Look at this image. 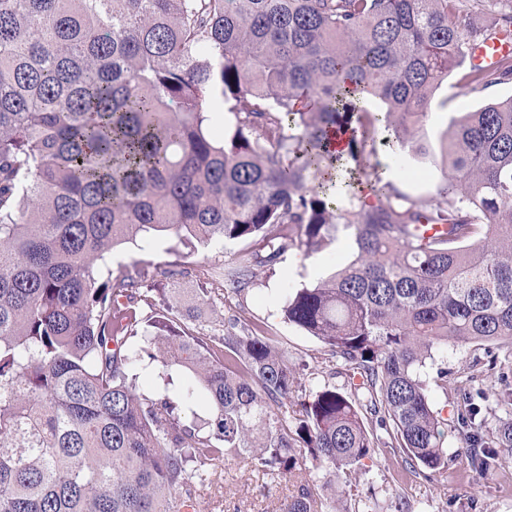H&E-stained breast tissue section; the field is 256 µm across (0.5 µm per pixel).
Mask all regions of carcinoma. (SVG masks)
I'll return each mask as SVG.
<instances>
[{
	"instance_id": "1",
	"label": "carcinoma",
	"mask_w": 512,
	"mask_h": 512,
	"mask_svg": "<svg viewBox=\"0 0 512 512\" xmlns=\"http://www.w3.org/2000/svg\"><path fill=\"white\" fill-rule=\"evenodd\" d=\"M497 5L505 29L512 0H0V512H197L228 458L294 479L282 512H336L374 454L427 478L447 467L427 361L512 346V96L450 125L433 197L387 183L377 205L335 208L320 185L341 128L360 132L352 155L381 126L419 149L449 75L471 90L512 77L511 56L466 66L489 35L473 18ZM216 112L234 117L220 138ZM434 224L447 233L425 237ZM151 232L261 243L228 271L237 292L285 251L349 235L353 260L283 315L343 360L350 389L308 394L263 327L203 336L176 291L99 274ZM146 358L169 384L155 397L136 384ZM454 391V430L474 441L483 406ZM200 394L208 417L182 421ZM489 440L462 449L482 478L512 454V422Z\"/></svg>"
}]
</instances>
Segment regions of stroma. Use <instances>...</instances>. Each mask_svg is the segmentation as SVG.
<instances>
[{
	"label": "stroma",
	"instance_id": "stroma-1",
	"mask_svg": "<svg viewBox=\"0 0 512 512\" xmlns=\"http://www.w3.org/2000/svg\"><path fill=\"white\" fill-rule=\"evenodd\" d=\"M512 95V81L484 92L461 90L455 78H448L435 90L423 130L426 154L407 148L385 147L392 133L380 129L381 144L364 149L346 165L347 176L360 198L371 197L375 182H389L411 197L435 194L446 168L440 147L444 135L461 114L479 108L492 99ZM244 248L240 242H215L207 246L182 243L169 236L144 234L116 246L107 255L104 266L113 273H143L145 284H152L156 268L176 270V277L166 280L169 288L182 289L194 308L191 326L211 335L224 333L228 319L243 325H262L275 345L288 355L306 388L325 385L344 388L347 377L341 359L315 337L283 318L288 294L304 284L329 277L352 259L348 238L342 237L319 253L288 250L273 265L258 269L244 290L234 293L224 288V270L234 265ZM208 270L211 291L198 299L200 270ZM447 371L449 381L469 380L472 393L486 398L482 415L487 429L512 418V407H501L492 394L512 386V347L493 344L451 346L427 363L423 374L430 384V398L448 425H455L457 400L453 391L435 383L438 371ZM507 381H500V374ZM463 443L456 432L448 434V468L433 480H423L412 473L400 456L386 455L364 459L357 480L349 489L346 512H512V457H497L492 473L485 479L468 475L458 455ZM219 484L201 492L199 512H280L291 495L293 484L282 479L270 481L263 471L240 460L221 464Z\"/></svg>",
	"mask_w": 512,
	"mask_h": 512
}]
</instances>
